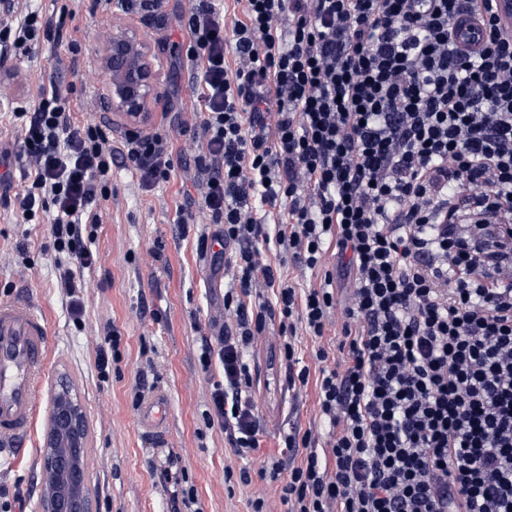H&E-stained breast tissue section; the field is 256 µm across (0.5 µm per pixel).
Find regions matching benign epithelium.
<instances>
[{"label":"benign epithelium","instance_id":"7a95c632","mask_svg":"<svg viewBox=\"0 0 512 512\" xmlns=\"http://www.w3.org/2000/svg\"><path fill=\"white\" fill-rule=\"evenodd\" d=\"M98 63L110 81L112 109L130 119H139L156 99L162 78L146 43L134 28L115 27ZM60 390L62 394L44 438L40 512H93V503L84 492L78 456L87 426L86 415L66 383L60 384Z\"/></svg>","mask_w":512,"mask_h":512}]
</instances>
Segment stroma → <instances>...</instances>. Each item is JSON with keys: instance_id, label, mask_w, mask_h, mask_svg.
I'll return each instance as SVG.
<instances>
[{"instance_id": "1", "label": "stroma", "mask_w": 512, "mask_h": 512, "mask_svg": "<svg viewBox=\"0 0 512 512\" xmlns=\"http://www.w3.org/2000/svg\"><path fill=\"white\" fill-rule=\"evenodd\" d=\"M190 6L191 0H164L165 20L153 24L136 14L102 11L95 0H76L78 53L44 42L35 54L19 52L0 64V74L14 75L10 84L0 85V197L24 184L18 161L22 136L9 112L38 81L53 78L75 86L70 103L75 120L108 124L116 134L124 130L125 120L113 111L107 81L96 67L115 25L134 26L162 64L145 129L179 133L181 121L191 118L195 95L181 26ZM199 197L184 177L145 188L113 167L107 216L92 244L97 262L82 272L84 314L77 324L68 313V296L57 286L48 223H21L0 204V303L28 300L48 322L49 354L39 396L49 402L60 380H69L86 412L94 512H175L176 487L155 464L156 445L138 420L143 399L155 393L169 398L170 464L184 473L201 512H249L258 495L269 512H287L279 488L257 478L243 485L239 471H257L263 455L280 454L289 425L305 429L319 420L315 384L288 387L279 325L272 321L250 354L260 450L234 456L225 448L223 429L210 424L211 392L223 377L217 368L201 374L198 358L202 335L224 328L229 279L212 251L198 245L199 236L215 233L216 225L184 229L177 222L179 208ZM108 322L118 330L119 342L103 378L95 360ZM46 422L39 416L23 449L0 453V512H38Z\"/></svg>"}]
</instances>
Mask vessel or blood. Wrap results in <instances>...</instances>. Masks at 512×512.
<instances>
[{"mask_svg": "<svg viewBox=\"0 0 512 512\" xmlns=\"http://www.w3.org/2000/svg\"><path fill=\"white\" fill-rule=\"evenodd\" d=\"M48 354L45 318L29 303L0 304V446L17 447L27 437L39 411L38 395ZM169 405L163 395L140 411L142 427L164 438Z\"/></svg>", "mask_w": 512, "mask_h": 512, "instance_id": "1", "label": "vessel or blood"}]
</instances>
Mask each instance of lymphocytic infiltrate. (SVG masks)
Returning <instances> with one entry per match:
<instances>
[{
    "label": "lymphocytic infiltrate",
    "mask_w": 512,
    "mask_h": 512,
    "mask_svg": "<svg viewBox=\"0 0 512 512\" xmlns=\"http://www.w3.org/2000/svg\"><path fill=\"white\" fill-rule=\"evenodd\" d=\"M244 2L229 31L214 0L183 22L200 201L179 221L220 225L234 281L199 370L224 371L212 404L231 451L257 450L246 356L278 321L288 381L315 384L329 441L292 427L287 455L241 483L278 484L288 512H512V35L495 0ZM5 10L21 17L0 22V48L76 49L68 5ZM464 12L474 52L451 38ZM72 93L50 81L15 107L28 183L11 206L27 224L50 217L77 320L79 272L97 261L82 228L102 223L113 166L152 186L184 160L167 129L116 137L74 120ZM269 245L319 283L296 287ZM301 331L316 370L296 366Z\"/></svg>",
    "instance_id": "lymphocytic-infiltrate-1"
}]
</instances>
